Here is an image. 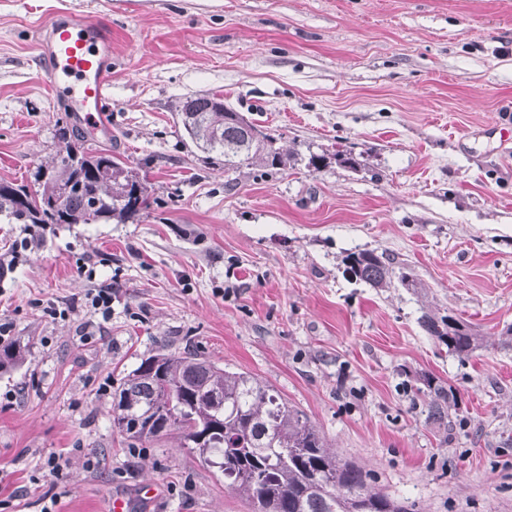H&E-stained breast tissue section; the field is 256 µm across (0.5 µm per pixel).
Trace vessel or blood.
Returning a JSON list of instances; mask_svg holds the SVG:
<instances>
[{
  "label": "vessel or blood",
  "mask_w": 512,
  "mask_h": 512,
  "mask_svg": "<svg viewBox=\"0 0 512 512\" xmlns=\"http://www.w3.org/2000/svg\"><path fill=\"white\" fill-rule=\"evenodd\" d=\"M39 49L53 94L67 99L74 116L92 130L111 90L106 66L112 33L71 12L62 13L39 36Z\"/></svg>",
  "instance_id": "1"
}]
</instances>
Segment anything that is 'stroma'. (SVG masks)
Listing matches in <instances>:
<instances>
[{
    "label": "stroma",
    "mask_w": 512,
    "mask_h": 512,
    "mask_svg": "<svg viewBox=\"0 0 512 512\" xmlns=\"http://www.w3.org/2000/svg\"><path fill=\"white\" fill-rule=\"evenodd\" d=\"M63 11L112 29V133L89 146L140 169L153 202L133 223L47 225L0 278V323L25 353L0 369V512H106L116 496L253 512L176 436L113 430V390L162 348L273 385L414 512H512V158L496 130L512 123V0H0V179L29 180L77 123L39 59ZM199 93L326 167L226 189L176 112ZM361 249L408 265L420 291L350 280L342 260ZM107 284L105 323L85 294ZM425 306L480 346L449 356ZM428 377L451 428L428 418ZM51 453L70 465L40 476Z\"/></svg>",
    "instance_id": "35a3bbf8"
}]
</instances>
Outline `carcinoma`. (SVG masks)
Listing matches in <instances>:
<instances>
[{"mask_svg":"<svg viewBox=\"0 0 512 512\" xmlns=\"http://www.w3.org/2000/svg\"><path fill=\"white\" fill-rule=\"evenodd\" d=\"M185 135L224 157V172L274 175L299 156L249 122H228L224 99L188 96L178 105ZM61 146L37 167L31 190L0 179V222L41 228L47 224H125L149 208L145 176L112 154L86 146L74 127L58 130ZM344 273L373 288H420L411 269L373 250L348 253ZM426 335L465 358L480 337L464 322L434 308L422 311ZM429 417L448 423V390L425 381ZM112 422L125 434L153 440L177 433L180 447L224 474V485L244 496L255 512H409L407 502L373 484L371 472L332 449L307 414L272 385L228 371L196 352L161 351L124 376L113 394Z\"/></svg>","mask_w":512,"mask_h":512,"instance_id":"carcinoma-1","label":"carcinoma"}]
</instances>
